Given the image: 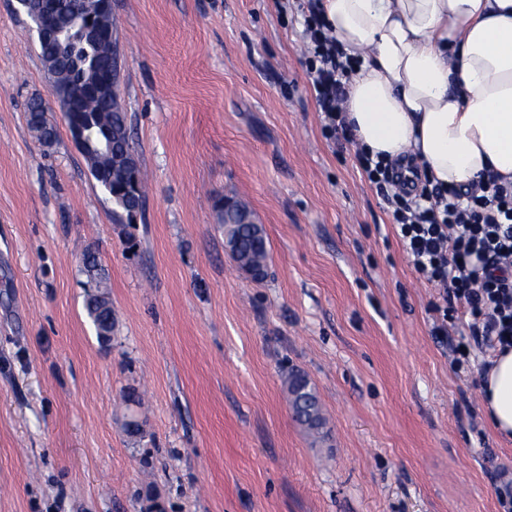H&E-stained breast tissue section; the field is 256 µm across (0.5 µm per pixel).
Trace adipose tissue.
Returning <instances> with one entry per match:
<instances>
[{
	"instance_id": "adipose-tissue-1",
	"label": "adipose tissue",
	"mask_w": 512,
	"mask_h": 512,
	"mask_svg": "<svg viewBox=\"0 0 512 512\" xmlns=\"http://www.w3.org/2000/svg\"><path fill=\"white\" fill-rule=\"evenodd\" d=\"M357 60L344 110L371 156L408 159L432 183L512 182V0H322ZM493 429L512 437V350L484 376Z\"/></svg>"
}]
</instances>
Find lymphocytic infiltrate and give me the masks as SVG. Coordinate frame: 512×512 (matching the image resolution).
<instances>
[{"mask_svg":"<svg viewBox=\"0 0 512 512\" xmlns=\"http://www.w3.org/2000/svg\"><path fill=\"white\" fill-rule=\"evenodd\" d=\"M307 72L327 139L349 140L342 116L344 81L350 65L308 0ZM357 162L369 181L388 191L398 234L420 281L442 289L444 300L460 304L470 320L467 340L486 349L512 348V184L492 177L476 190L422 186L400 188V166L360 152ZM455 350L465 354L466 342Z\"/></svg>","mask_w":512,"mask_h":512,"instance_id":"obj_1","label":"lymphocytic infiltrate"}]
</instances>
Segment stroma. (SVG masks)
I'll use <instances>...</instances> for the list:
<instances>
[{"label":"stroma","mask_w":512,"mask_h":512,"mask_svg":"<svg viewBox=\"0 0 512 512\" xmlns=\"http://www.w3.org/2000/svg\"><path fill=\"white\" fill-rule=\"evenodd\" d=\"M303 0H112L143 175L115 223L52 96L19 0H0V512H503L512 441L488 423L490 356L432 333L421 282L354 146L325 138ZM42 100L57 139L26 110ZM269 242L256 282L215 199ZM115 326L88 320L85 253ZM304 373L327 425L289 410ZM140 424L126 428V419Z\"/></svg>","instance_id":"35a3bbf8"}]
</instances>
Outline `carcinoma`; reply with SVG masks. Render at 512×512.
<instances>
[{
  "instance_id": "1",
  "label": "carcinoma",
  "mask_w": 512,
  "mask_h": 512,
  "mask_svg": "<svg viewBox=\"0 0 512 512\" xmlns=\"http://www.w3.org/2000/svg\"><path fill=\"white\" fill-rule=\"evenodd\" d=\"M79 0H57L55 23L67 22L80 8ZM42 61L55 54H70V44L39 43ZM106 44H82L79 64L54 74L56 89L70 95L83 96L84 79L96 69H106L109 64ZM42 102L34 100L29 113H37L36 126L42 128L48 139L53 140L57 131L45 112ZM82 112L92 125L85 156L89 172L112 202V219L119 224L130 223L132 210L143 212V191L133 184V174L141 173L139 167L131 168L126 161H135L130 143L128 115L121 102H108L100 98L83 101ZM218 224L224 230L225 246L237 267L258 279L264 276L269 252L262 225L255 223L249 206L231 198H220L215 203ZM84 273L92 291L86 297L87 316L94 325L97 336L105 340L112 335L114 321L112 306L106 300L107 276L100 261L93 253L84 256ZM288 401L295 419L310 433L319 434L326 425L321 403L309 380L295 373L287 379Z\"/></svg>"
}]
</instances>
